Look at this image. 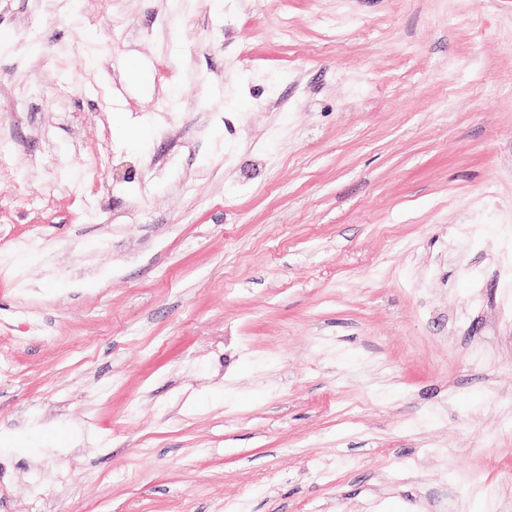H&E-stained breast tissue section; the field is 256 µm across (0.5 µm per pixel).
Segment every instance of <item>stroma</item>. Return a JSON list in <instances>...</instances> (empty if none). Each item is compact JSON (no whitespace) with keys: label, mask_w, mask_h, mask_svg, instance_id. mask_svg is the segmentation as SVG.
Segmentation results:
<instances>
[{"label":"stroma","mask_w":512,"mask_h":512,"mask_svg":"<svg viewBox=\"0 0 512 512\" xmlns=\"http://www.w3.org/2000/svg\"><path fill=\"white\" fill-rule=\"evenodd\" d=\"M223 2L0 0V512H504L512 0Z\"/></svg>","instance_id":"35a3bbf8"}]
</instances>
